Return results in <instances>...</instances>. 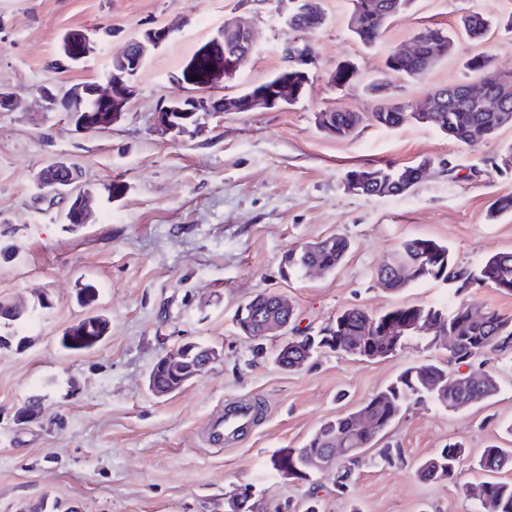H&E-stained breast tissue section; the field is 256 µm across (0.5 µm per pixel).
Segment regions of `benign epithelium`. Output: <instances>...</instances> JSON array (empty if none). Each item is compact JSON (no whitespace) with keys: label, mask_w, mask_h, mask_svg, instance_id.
Listing matches in <instances>:
<instances>
[{"label":"benign epithelium","mask_w":512,"mask_h":512,"mask_svg":"<svg viewBox=\"0 0 512 512\" xmlns=\"http://www.w3.org/2000/svg\"><path fill=\"white\" fill-rule=\"evenodd\" d=\"M278 9L286 25L294 27L298 17L303 16L308 21V28L313 29L324 24L325 17L316 13L313 0H278ZM171 30L166 26H157L147 29L142 38L132 41V48L119 55L113 66L112 73L107 78V86L100 83L79 86L69 93L55 92L51 89L40 91L41 98L45 102L48 112H65L71 121L77 122L75 129L84 130L85 123L78 119V107L84 101L94 102L99 111L110 113L112 120L119 119L127 106L132 93L130 85L133 77L144 65L150 53L162 46L170 38ZM212 45L224 48V59L218 69L210 76L195 80L187 77L183 84L191 87L192 94L177 100L170 101L160 106L155 116L156 130L163 135L173 138L187 132L189 126L203 127L205 120L213 112H251L258 107L266 109H282L301 92L303 86L295 88L284 80L272 87L259 90L245 97H198L196 93L218 87V84L234 76L241 67V63L250 58L255 49V33L250 21L235 17L229 20V26L220 29L212 39ZM93 42L90 37L82 32L71 35L70 50L67 59L70 63H78L91 53ZM283 59L287 68L306 76L309 70L315 66L316 57L311 50L308 41L301 38L288 44L283 51ZM469 96L478 102L481 108L491 112H507L508 94L512 92V70H497L492 73L491 79L484 83L470 82L467 86ZM39 191L50 194L56 198L70 200L74 208L81 214H86L90 207V194L82 191L74 193L66 182L60 181L50 187L39 186ZM292 322V316L286 315L279 320L266 321L262 335L286 334L288 326ZM416 329L419 334H432L438 338H445L448 348L452 349L456 343V337L450 336L439 328V323L425 318L416 320V324H400L398 326L387 325L381 329V333L393 340V345H398L399 337L410 329ZM221 354L218 351L208 352L201 360L188 367L185 360V349L180 347L171 353H167L158 359L163 368L178 369L186 374L181 383L197 378L204 374L213 364L218 362ZM357 432L359 435L375 439L381 429L376 419L366 411L357 415ZM347 448H327L322 453L311 458V463L316 466L328 467L336 464V460L347 454Z\"/></svg>","instance_id":"1"}]
</instances>
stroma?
<instances>
[{"instance_id":"stroma-1","label":"stroma","mask_w":512,"mask_h":512,"mask_svg":"<svg viewBox=\"0 0 512 512\" xmlns=\"http://www.w3.org/2000/svg\"><path fill=\"white\" fill-rule=\"evenodd\" d=\"M319 3L326 21L310 36L317 64L296 104L218 112L203 131L173 142L157 134L155 113L187 95L178 75L235 16L236 0H0V88L20 101L17 111L0 112V224L13 226L5 242L15 249L0 258V299H25L31 311L21 327L27 345L0 351V512H224L227 498L244 490L259 512H304L312 502L319 512H477L461 485L481 480L473 464L484 448L512 447L501 430L512 422V355L479 360L499 376L490 400L455 412L410 405L361 455L347 483L336 466L305 482L273 470L272 458L302 447L324 421L359 410L406 368L445 360L448 350L414 337L384 359L326 352L288 371L275 362L283 337L254 346L239 334L235 314L272 292L288 296L298 329L311 334L347 308L446 311L464 301L512 316V294L488 286L460 297L427 280L391 292L377 276L414 237L447 244L470 268L512 252V212H492L497 198L512 195V173L489 164L512 144V127L475 146L415 122L384 129L368 119L376 101L366 91L383 77L395 100L416 103L466 80L465 62L479 53L512 69V33L494 25L476 42L459 24L467 11L495 21L512 13V0H414L369 49L349 30L348 0ZM156 25L173 34L150 54L127 111L110 128L78 132L66 113L42 109V87L103 82L119 47ZM427 27L450 34L448 55L418 80L387 71L389 54ZM256 28L255 51L223 80V95L275 73L296 36L272 2ZM95 29L94 53L73 68H51L65 32ZM345 61L357 66L358 80L338 88L331 75ZM328 109L364 120L337 138L316 125ZM57 158L77 165L79 186L93 197L92 218L75 231L64 220L67 201L40 199L34 186L36 173ZM424 158L433 165L406 194L368 197L345 187L358 166ZM113 179L127 192L110 201L102 185ZM333 234L351 242L336 270L284 273L289 249ZM87 285L109 328L95 348L74 353L60 339L87 316L77 301ZM186 341L216 347L220 361L176 392L153 395L154 363ZM34 396L41 414L17 423V408ZM238 402L259 410L249 435L220 451L205 447L208 419ZM451 441L466 449L458 481L420 479L418 464Z\"/></svg>"}]
</instances>
